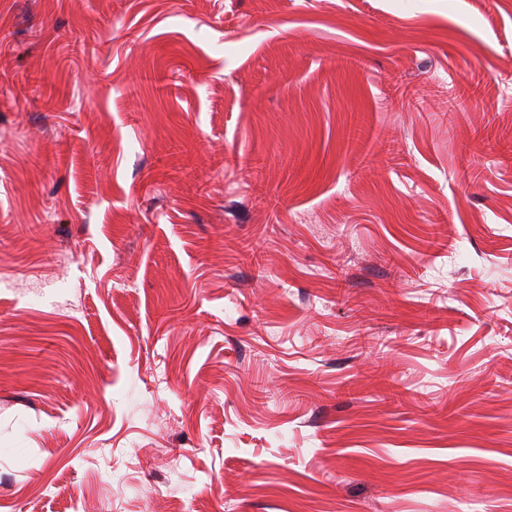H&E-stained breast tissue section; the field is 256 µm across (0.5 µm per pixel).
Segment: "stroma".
I'll return each instance as SVG.
<instances>
[{
    "label": "stroma",
    "instance_id": "1",
    "mask_svg": "<svg viewBox=\"0 0 512 512\" xmlns=\"http://www.w3.org/2000/svg\"><path fill=\"white\" fill-rule=\"evenodd\" d=\"M0 512H512V0H0Z\"/></svg>",
    "mask_w": 512,
    "mask_h": 512
}]
</instances>
